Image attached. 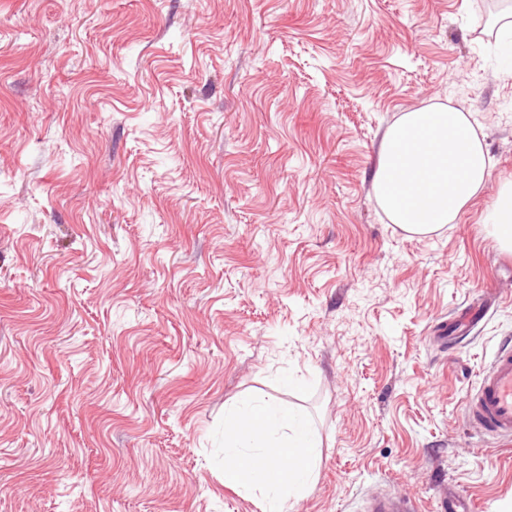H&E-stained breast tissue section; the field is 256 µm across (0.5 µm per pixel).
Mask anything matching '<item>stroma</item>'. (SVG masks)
Returning <instances> with one entry per match:
<instances>
[{
    "label": "stroma",
    "mask_w": 512,
    "mask_h": 512,
    "mask_svg": "<svg viewBox=\"0 0 512 512\" xmlns=\"http://www.w3.org/2000/svg\"><path fill=\"white\" fill-rule=\"evenodd\" d=\"M503 4L0 0V512H262L224 485V414L268 399L322 442L288 512H512V445L466 416L512 337L484 226L512 180ZM433 105L493 166L418 238L373 173ZM364 512H414L415 507L405 498L382 496L371 499Z\"/></svg>",
    "instance_id": "35a3bbf8"
}]
</instances>
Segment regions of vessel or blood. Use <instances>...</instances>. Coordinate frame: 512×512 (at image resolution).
Segmentation results:
<instances>
[{"label": "vessel or blood", "instance_id": "b4317fda", "mask_svg": "<svg viewBox=\"0 0 512 512\" xmlns=\"http://www.w3.org/2000/svg\"><path fill=\"white\" fill-rule=\"evenodd\" d=\"M466 408L481 431L502 442L512 443V340L500 343L491 364L479 376ZM364 512H415L410 501L382 496L367 502Z\"/></svg>", "mask_w": 512, "mask_h": 512}]
</instances>
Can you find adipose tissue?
I'll return each mask as SVG.
<instances>
[{"label":"adipose tissue","instance_id":"1","mask_svg":"<svg viewBox=\"0 0 512 512\" xmlns=\"http://www.w3.org/2000/svg\"><path fill=\"white\" fill-rule=\"evenodd\" d=\"M491 159L469 113L435 106L403 113L385 132L374 174L388 217L415 236L458 223L487 182ZM512 253V181L502 184L486 219ZM321 441L309 416L275 401L245 402L224 419V484L258 496L263 512H287L315 476Z\"/></svg>","mask_w":512,"mask_h":512}]
</instances>
